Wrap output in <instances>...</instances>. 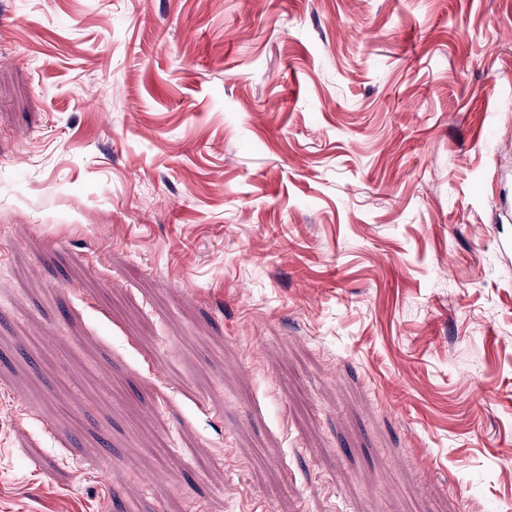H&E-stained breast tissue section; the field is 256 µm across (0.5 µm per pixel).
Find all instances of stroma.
I'll use <instances>...</instances> for the list:
<instances>
[{"label": "stroma", "instance_id": "35a3bbf8", "mask_svg": "<svg viewBox=\"0 0 512 512\" xmlns=\"http://www.w3.org/2000/svg\"><path fill=\"white\" fill-rule=\"evenodd\" d=\"M174 499L512 512V0H0V512Z\"/></svg>", "mask_w": 512, "mask_h": 512}]
</instances>
